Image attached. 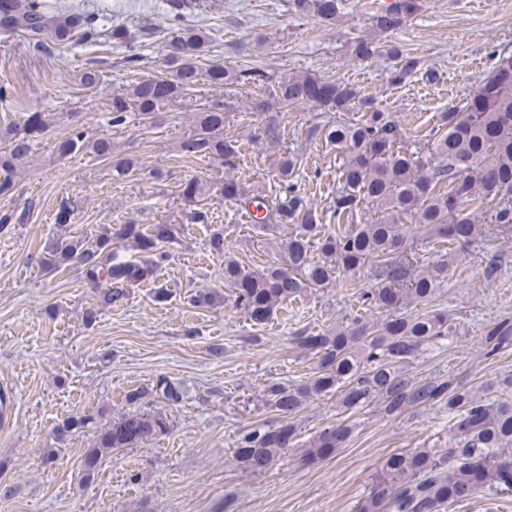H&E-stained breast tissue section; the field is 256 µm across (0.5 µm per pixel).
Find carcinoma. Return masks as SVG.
I'll use <instances>...</instances> for the list:
<instances>
[{
	"mask_svg": "<svg viewBox=\"0 0 512 512\" xmlns=\"http://www.w3.org/2000/svg\"><path fill=\"white\" fill-rule=\"evenodd\" d=\"M294 4L299 12L330 23L336 20L341 0H294ZM410 8L411 0H399L377 16V27H400ZM0 26L22 30L28 43L37 46L46 35L58 40L73 33L82 36L88 22L73 10L47 15L38 0H0ZM207 47V35L200 30L187 29L172 38L165 54L169 74L148 77L114 95L109 125H125L132 115L155 123L163 106L198 83L197 59ZM387 54L400 62L391 74L393 83L417 67L416 60L403 56L395 46ZM207 78L219 87L242 80L260 87L269 84V76L261 71L236 73L222 64L210 67ZM358 95L347 84L309 74L291 75L278 80L269 92L273 101L265 99L256 105L263 115L259 137L271 143L285 136L286 125L279 114L288 107L305 105L338 112L321 134L343 154L331 208L338 222L347 227L325 232L320 215L292 181L302 159L292 154L281 157L277 170L283 194L275 203L276 220L296 225V231L285 243L283 265L272 263L254 271L236 260L224 261V282L235 304L261 326L279 306L295 301L310 288L336 283L342 273L367 266L376 286L360 293L359 309L349 312L334 333L304 330L294 337L296 345L315 359V367L301 384L274 382L265 387V402L281 421L237 435L233 459L246 472L269 471L297 437L298 414L320 396L336 397L341 419L313 437L304 451L308 460L329 458L344 447L357 428L353 417L367 407H376L387 417L438 407L448 412V441L390 454L374 473L355 512H448L450 506L478 493L510 500L512 371L476 384L445 374L417 376L414 365L461 335L462 327L444 309L414 313L410 305L430 304L448 278L449 268L466 258L465 249L478 235L475 216L498 228L512 229V52L498 54L465 105L450 106L441 113L435 136L415 152L402 144L400 126L390 113L370 106L359 118L350 116ZM225 120L224 99L212 100L197 113L193 130L179 138V154L235 166L242 146L224 137ZM48 128L44 113L28 112L20 126L0 129V141L6 145L0 153L1 201L13 197L18 165L31 155L34 141ZM54 150L61 156L82 150L109 160L112 175L118 179L137 167L134 157L114 152L110 135L90 139L74 129ZM178 195L190 206L213 196L211 188L198 179L183 182ZM215 196L221 203L239 202L246 209L252 204L258 210L266 206L264 198L234 179L225 180ZM366 208L373 211L370 218L355 221ZM406 219L425 230L437 248L436 259H424L415 246L404 242L398 229ZM172 238L170 224L104 227L89 236L54 242L43 267L53 272L76 262L87 281L109 284L99 296L107 306L124 298L127 287L153 278L167 257L162 246ZM122 246L136 250L141 260H116ZM223 302L224 295L217 291L190 297V304L200 308ZM480 339L486 359L512 352V321L504 318L488 324ZM147 395L177 405L184 389L160 376L151 386L127 393L126 401L136 404ZM89 423L85 415H70L56 425L55 436L61 440ZM170 428L171 420L162 413L125 412L100 428L93 448L85 454V470L91 473L102 456L164 436Z\"/></svg>",
	"mask_w": 512,
	"mask_h": 512,
	"instance_id": "carcinoma-1",
	"label": "carcinoma"
}]
</instances>
